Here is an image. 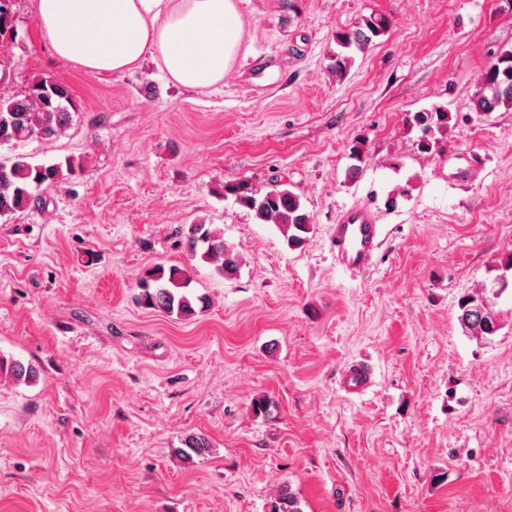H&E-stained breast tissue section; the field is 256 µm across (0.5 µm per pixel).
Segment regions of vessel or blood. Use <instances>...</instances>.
Here are the masks:
<instances>
[{
	"label": "vessel or blood",
	"mask_w": 512,
	"mask_h": 512,
	"mask_svg": "<svg viewBox=\"0 0 512 512\" xmlns=\"http://www.w3.org/2000/svg\"><path fill=\"white\" fill-rule=\"evenodd\" d=\"M382 228L376 224L372 212L362 206L343 210L333 226L330 240L331 252L339 267L351 272L369 270L377 256ZM373 370L366 364L347 367L341 377V387L346 394L363 395L370 387Z\"/></svg>",
	"instance_id": "obj_1"
}]
</instances>
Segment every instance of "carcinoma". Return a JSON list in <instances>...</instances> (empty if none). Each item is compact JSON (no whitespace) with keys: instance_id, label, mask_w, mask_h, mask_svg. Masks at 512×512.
<instances>
[{"instance_id":"cac0c4a2","label":"carcinoma","mask_w":512,"mask_h":512,"mask_svg":"<svg viewBox=\"0 0 512 512\" xmlns=\"http://www.w3.org/2000/svg\"><path fill=\"white\" fill-rule=\"evenodd\" d=\"M15 0H0V44L12 45L19 35L14 12ZM389 20L382 14L365 17L349 30L335 33L337 50L331 57V68L341 77L351 68L355 56L364 53L373 39L384 35ZM491 61L483 75L481 90L474 96L473 110L489 113L503 106L512 108V48H501L490 53ZM76 115V106L70 87L57 80L53 87L47 79L32 80L26 91L12 97L0 96V146L16 145L34 138L39 132L42 139H53L68 129ZM452 119L447 109L436 106L429 111L414 113L409 122L421 131L418 149L432 151L439 138L437 135L448 128ZM82 169V159L67 156L52 162L34 161L19 154L8 164L0 163V219H9L37 202L43 186L61 183ZM238 201L256 220L274 224L283 233L287 245L297 248L306 241L311 230L309 214L303 208L295 192L275 186L264 193L234 186ZM182 244L192 259L212 268L221 278H230L239 269L237 253L224 242V235L209 224H190L181 231ZM188 271L180 266H155L146 270L140 280V303L155 310L178 317L192 316L205 309L206 297L185 292L190 285ZM459 320L472 335L486 337L498 330L496 313L487 298L466 295L459 299ZM8 375L18 381H32L38 376V368L32 363L7 360L0 356V375ZM209 439L202 434H191L184 439L181 454L191 461L209 453ZM265 512H303L298 496L284 486L271 497Z\"/></svg>"}]
</instances>
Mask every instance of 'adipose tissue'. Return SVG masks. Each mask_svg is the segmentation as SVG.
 <instances>
[{"label":"adipose tissue","mask_w":512,"mask_h":512,"mask_svg":"<svg viewBox=\"0 0 512 512\" xmlns=\"http://www.w3.org/2000/svg\"><path fill=\"white\" fill-rule=\"evenodd\" d=\"M240 0H31L53 52L85 71L120 75L156 62L188 90L220 84L241 47Z\"/></svg>","instance_id":"obj_1"}]
</instances>
